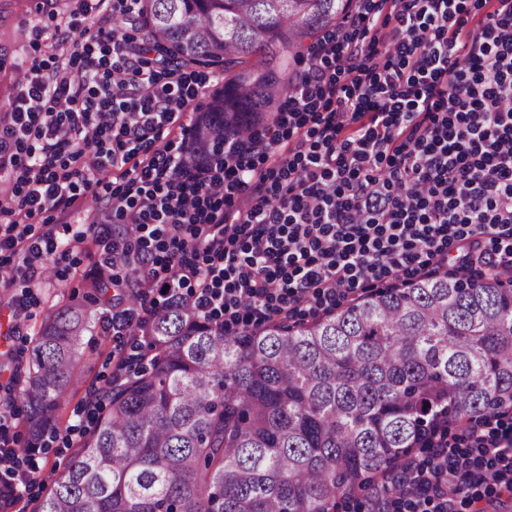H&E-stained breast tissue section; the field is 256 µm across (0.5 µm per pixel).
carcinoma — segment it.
I'll list each match as a JSON object with an SVG mask.
<instances>
[{
    "label": "carcinoma",
    "instance_id": "obj_1",
    "mask_svg": "<svg viewBox=\"0 0 512 512\" xmlns=\"http://www.w3.org/2000/svg\"><path fill=\"white\" fill-rule=\"evenodd\" d=\"M351 7L142 0L148 51L224 71L195 157H223L228 130L273 125L288 69ZM90 288L44 319L11 396L35 445L57 435L95 309L112 307L111 280ZM141 349L34 512H336L362 491L390 496L436 422L512 408V280L439 272L310 323L232 332L162 305Z\"/></svg>",
    "mask_w": 512,
    "mask_h": 512
}]
</instances>
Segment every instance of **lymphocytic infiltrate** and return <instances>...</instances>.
<instances>
[{
	"mask_svg": "<svg viewBox=\"0 0 512 512\" xmlns=\"http://www.w3.org/2000/svg\"><path fill=\"white\" fill-rule=\"evenodd\" d=\"M394 26L386 60L362 62L352 32L373 17L355 10L308 48V68L273 127L229 134L224 160L188 163L192 136L165 139L198 95L182 73L151 63L142 44L98 28L90 48L52 71L32 63L0 114V172L15 173L0 199V252L20 257L31 283L52 252L18 214L68 221L105 170H123L109 218L87 225L100 265L124 260L157 289L148 306L112 314L131 336L149 310L187 301L233 329L333 311L369 280L430 274L456 263L512 277V0H484L471 29L456 26L461 0H382ZM297 138L279 157L284 134ZM80 165L61 164L64 153ZM273 159L262 171L255 158ZM250 194L247 209L235 197ZM124 223L113 240L110 217ZM0 410V512L25 477ZM462 443L431 435L427 460L409 459L390 499L369 512H460L483 490L512 492V422L469 423Z\"/></svg>",
	"mask_w": 512,
	"mask_h": 512,
	"instance_id": "obj_1",
	"label": "lymphocytic infiltrate"
}]
</instances>
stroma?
Instances as JSON below:
<instances>
[{"label": "stroma", "instance_id": "35a3bbf8", "mask_svg": "<svg viewBox=\"0 0 512 512\" xmlns=\"http://www.w3.org/2000/svg\"><path fill=\"white\" fill-rule=\"evenodd\" d=\"M75 20L79 29L67 43L56 44L53 39L56 24L61 20ZM44 28L39 44H32L29 31L32 26ZM98 27L96 13H84L82 0H0V113L8 109L19 93L20 71L38 61L52 65L55 57L82 51L86 34ZM106 201L105 196H85L80 210L71 217L70 226L58 224L54 214L44 212L31 218L32 231L47 236L53 246L49 260L54 276L40 275L36 288L31 289L29 302L23 311L9 305L12 296L21 294L20 285L0 286V322H11L14 335L7 348H0V404H6L14 383L12 374L19 368V356L29 340L37 333L45 317L66 303L69 298L82 297L96 270L99 253L92 244H74V232L84 229ZM112 313L104 311L91 334L84 339L83 358L77 372L78 383L71 389L64 403L61 429H68L74 421V411L82 404L89 388L104 386L112 374V357L125 344V337L115 335Z\"/></svg>", "mask_w": 512, "mask_h": 512}]
</instances>
